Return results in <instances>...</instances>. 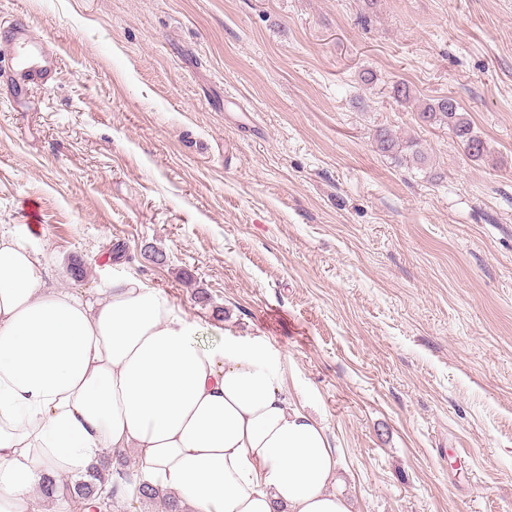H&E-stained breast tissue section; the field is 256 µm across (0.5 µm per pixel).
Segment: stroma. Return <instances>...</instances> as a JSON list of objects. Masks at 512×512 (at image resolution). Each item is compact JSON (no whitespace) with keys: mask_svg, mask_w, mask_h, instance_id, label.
<instances>
[{"mask_svg":"<svg viewBox=\"0 0 512 512\" xmlns=\"http://www.w3.org/2000/svg\"><path fill=\"white\" fill-rule=\"evenodd\" d=\"M16 13L59 63L18 97L0 74V226L47 286L132 273L203 343L276 350L351 512H512V0H0ZM444 97L485 160L418 123ZM375 140L377 148L380 152L385 153L394 158H399V156L405 149L417 146V143L414 141H406L405 144L407 145L403 144V142L399 140V137L394 135L390 130L386 128H381L376 131Z\"/></svg>","mask_w":512,"mask_h":512,"instance_id":"stroma-1","label":"stroma"}]
</instances>
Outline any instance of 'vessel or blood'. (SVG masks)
I'll list each match as a JSON object with an SVG mask.
<instances>
[{
  "mask_svg": "<svg viewBox=\"0 0 512 512\" xmlns=\"http://www.w3.org/2000/svg\"><path fill=\"white\" fill-rule=\"evenodd\" d=\"M0 65L11 73V90L21 93L46 87L58 65L57 54L35 37L28 22L20 16L0 22Z\"/></svg>",
  "mask_w": 512,
  "mask_h": 512,
  "instance_id": "b4317fda",
  "label": "vessel or blood"
}]
</instances>
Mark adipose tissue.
I'll use <instances>...</instances> for the list:
<instances>
[{
  "instance_id": "obj_1",
  "label": "adipose tissue",
  "mask_w": 512,
  "mask_h": 512,
  "mask_svg": "<svg viewBox=\"0 0 512 512\" xmlns=\"http://www.w3.org/2000/svg\"><path fill=\"white\" fill-rule=\"evenodd\" d=\"M44 271L0 231V512H39L45 471L78 478L128 449L184 512H350L328 489V432L289 404L277 352L199 343L136 275L85 298L44 287Z\"/></svg>"
}]
</instances>
